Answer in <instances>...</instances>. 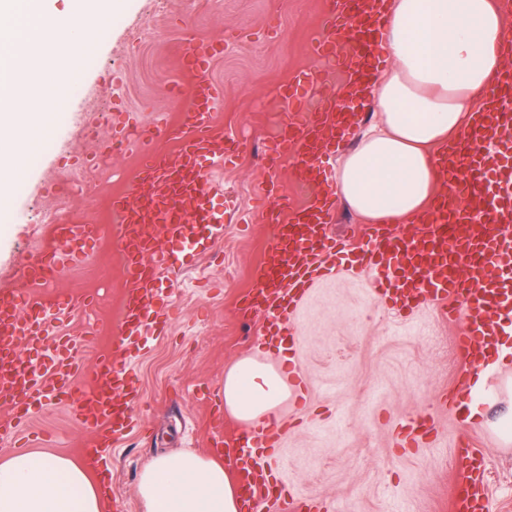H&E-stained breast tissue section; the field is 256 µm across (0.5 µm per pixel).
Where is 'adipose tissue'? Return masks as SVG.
<instances>
[{
    "instance_id": "ef3b65f1",
    "label": "adipose tissue",
    "mask_w": 512,
    "mask_h": 512,
    "mask_svg": "<svg viewBox=\"0 0 512 512\" xmlns=\"http://www.w3.org/2000/svg\"><path fill=\"white\" fill-rule=\"evenodd\" d=\"M379 46L389 65L368 96L373 121L336 167V196L377 224L420 215L439 183L438 147L471 126L477 96L503 64L505 18L496 0H383ZM287 393L281 373L239 359L224 376V409L272 419ZM142 512H240L219 457L183 451L141 470ZM110 485L94 451H16L0 460V512H104Z\"/></svg>"
}]
</instances>
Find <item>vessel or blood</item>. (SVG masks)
<instances>
[{"mask_svg":"<svg viewBox=\"0 0 512 512\" xmlns=\"http://www.w3.org/2000/svg\"><path fill=\"white\" fill-rule=\"evenodd\" d=\"M377 2L327 0V33L311 42L314 56L341 59L346 84L361 85L375 74L371 58ZM222 51L219 44H197L187 53L184 66L194 80L190 86L173 87L175 98L189 101L185 124L157 118L122 138L139 153L138 178L150 192L141 200L126 193L112 201L124 218L119 245L126 255V305L111 352L96 361L93 383L86 387L76 379L82 337L54 338L48 328L51 312L87 307L90 299L64 295L49 309L26 292L0 294V397L9 399L14 413L0 425V434H16L47 399L76 404L81 423L100 431L124 434L135 426L139 394L131 361L144 336L165 330L163 316L171 309L159 293L160 275L182 268L186 257L205 254L224 237V224L215 211L219 186L206 174L231 162L243 144L213 130L224 91L212 79L210 66ZM309 81L305 75L282 86L281 97L290 109L301 111ZM350 133L351 124L344 118L292 120L269 151L273 163L289 156L293 175L311 187L306 205L294 210L287 196L278 195L275 181L258 193L259 199L274 195L278 202L268 214L271 253L247 308L264 314L269 333H278L315 278L348 249V240L329 237L327 227L336 206L330 160ZM160 139L180 143L177 160L156 149ZM442 174L454 184V193L438 194L419 216L414 233L397 232L389 224L371 228L358 261L371 272L374 297L405 308L434 304L443 320L457 324L460 370L466 373L496 350L498 336L512 334V68L492 77L475 124L464 140L449 146ZM55 232L62 250L32 261L24 271L29 281H39L46 267L84 259L97 227L59 221ZM160 237L165 246H157ZM46 343L51 346L46 371L18 359L19 345ZM279 431L275 421L264 427L213 428L251 504L266 496L264 461L251 450L274 447ZM456 456L448 512H494L486 460L476 440L459 438Z\"/></svg>","mask_w":512,"mask_h":512,"instance_id":"b4317fda","label":"vessel or blood"}]
</instances>
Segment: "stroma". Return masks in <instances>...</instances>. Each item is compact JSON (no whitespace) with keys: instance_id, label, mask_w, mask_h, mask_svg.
Segmentation results:
<instances>
[{"instance_id":"35a3bbf8","label":"stroma","mask_w":512,"mask_h":512,"mask_svg":"<svg viewBox=\"0 0 512 512\" xmlns=\"http://www.w3.org/2000/svg\"><path fill=\"white\" fill-rule=\"evenodd\" d=\"M326 11L325 0H110L107 31L90 32L76 78L61 86L67 105L54 110L50 149L27 161L0 205V291L25 289L26 266L58 247L45 214L91 224L109 197L127 191L140 157L104 152L103 141L125 119L146 124L162 113L183 123L186 107L171 93L173 81L191 79L181 68L183 54L191 42L233 35L211 67L224 88L213 126L249 148L209 176L224 183L249 221L226 225L209 254L163 276L172 320L133 364L143 427L113 438L98 463L110 472L109 512H140L138 477L152 458L184 449L209 454L213 422L224 416V374L259 350L265 363L279 368L291 360L300 373L278 408L285 434L269 461L271 484L334 512H444L456 438L466 429L486 456L496 512H512V450L483 422L451 420L438 407L439 392L461 390L465 379L458 363L428 350L429 337L457 333L431 307L399 319L372 297L366 277L342 269L310 288L293 318L295 337L262 336L260 319L241 309L273 237L258 187L274 177L290 201L304 200L287 163L273 167L267 159L289 112L280 88L300 72H316L320 79L308 97L326 105L340 84L335 61L310 52ZM124 289L119 252L102 241L84 261L61 268L50 288L32 289L38 298L93 296L91 308L65 312L51 325L60 335L85 332L82 379L112 345ZM421 413L434 420L432 437L398 446L403 422ZM95 443L72 407L51 402L0 441V459L19 449L68 454Z\"/></svg>"}]
</instances>
